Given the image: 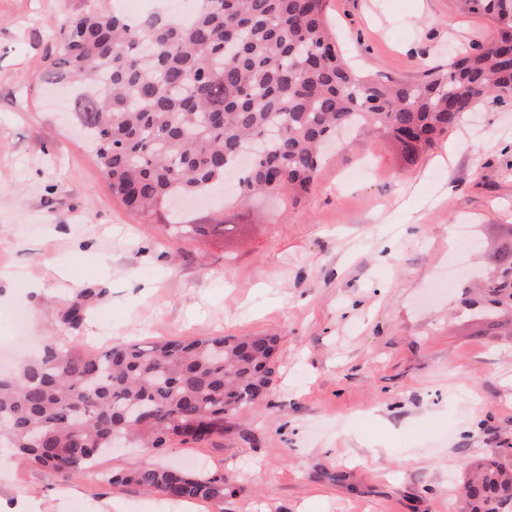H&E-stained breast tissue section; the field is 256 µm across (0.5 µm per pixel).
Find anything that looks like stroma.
<instances>
[{"mask_svg": "<svg viewBox=\"0 0 512 512\" xmlns=\"http://www.w3.org/2000/svg\"><path fill=\"white\" fill-rule=\"evenodd\" d=\"M92 5L155 7L0 0V273L18 283L0 290V348L19 310L39 341L86 353L253 333L279 348L260 407L222 438L154 456L134 442L101 461L223 473L235 492L221 505L16 462L0 463V512H461L470 467L512 441V324L454 314L512 228V104L483 101L412 165L394 142L344 134L301 201L199 200L176 228L125 211L42 81L61 24ZM329 19L363 71L403 82L492 36L455 0H330ZM448 145L453 161L434 165ZM33 280L40 294L20 291ZM76 303L83 321L63 327Z\"/></svg>", "mask_w": 512, "mask_h": 512, "instance_id": "1", "label": "stroma"}]
</instances>
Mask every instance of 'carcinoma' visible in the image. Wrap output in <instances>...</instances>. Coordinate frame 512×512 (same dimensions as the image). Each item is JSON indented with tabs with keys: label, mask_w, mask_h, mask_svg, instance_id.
Segmentation results:
<instances>
[{
	"label": "carcinoma",
	"mask_w": 512,
	"mask_h": 512,
	"mask_svg": "<svg viewBox=\"0 0 512 512\" xmlns=\"http://www.w3.org/2000/svg\"><path fill=\"white\" fill-rule=\"evenodd\" d=\"M486 18L493 37L430 69L420 82L382 81L353 69L328 23V0H199L181 20L97 10L61 27L48 83L93 88L75 100L112 195L142 216L213 194L226 166L252 160L232 201L308 193L322 146L348 127L397 143L414 162L480 102L512 99V0H456ZM465 309L487 328L512 306V276L489 277ZM278 337L204 336L152 345L120 342L96 353L49 341L42 356L0 376V448L68 475L88 470L130 437L161 452L224 435V421L259 404ZM168 501L219 503L224 475L153 462L105 471ZM464 512H512V454L478 464Z\"/></svg>",
	"instance_id": "1"
}]
</instances>
